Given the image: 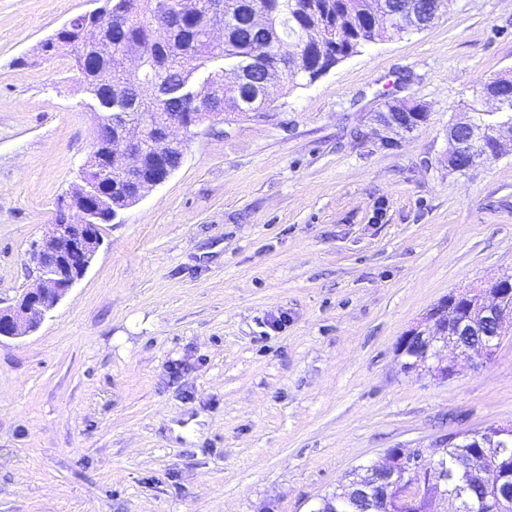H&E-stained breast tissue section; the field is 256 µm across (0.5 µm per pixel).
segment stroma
Instances as JSON below:
<instances>
[{"mask_svg": "<svg viewBox=\"0 0 512 512\" xmlns=\"http://www.w3.org/2000/svg\"><path fill=\"white\" fill-rule=\"evenodd\" d=\"M95 7L0 0L5 305L97 124L41 44ZM510 75L512 0H447L188 138L41 327L0 341V512H312L390 449L512 424V338L447 381L396 352L449 292L512 272V139L463 173L445 160L449 123ZM391 98L428 116L389 148Z\"/></svg>", "mask_w": 512, "mask_h": 512, "instance_id": "stroma-1", "label": "stroma"}]
</instances>
